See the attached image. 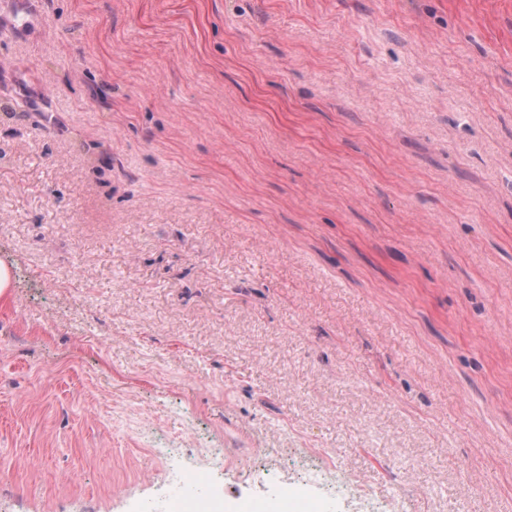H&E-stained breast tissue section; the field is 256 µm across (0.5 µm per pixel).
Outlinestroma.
Here are the masks:
<instances>
[{"mask_svg": "<svg viewBox=\"0 0 512 512\" xmlns=\"http://www.w3.org/2000/svg\"><path fill=\"white\" fill-rule=\"evenodd\" d=\"M4 3L0 512H512V0ZM197 491L186 505L190 508L198 504H209L216 509L223 507V497L220 489L213 483L195 477ZM240 512H288L291 510V503L288 500L248 498L238 501Z\"/></svg>", "mask_w": 512, "mask_h": 512, "instance_id": "stroma-1", "label": "stroma"}]
</instances>
